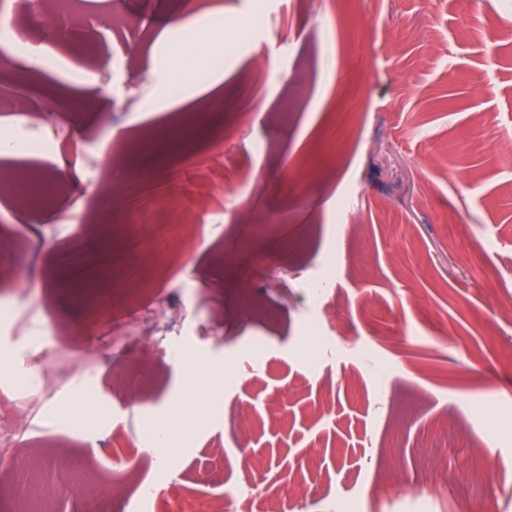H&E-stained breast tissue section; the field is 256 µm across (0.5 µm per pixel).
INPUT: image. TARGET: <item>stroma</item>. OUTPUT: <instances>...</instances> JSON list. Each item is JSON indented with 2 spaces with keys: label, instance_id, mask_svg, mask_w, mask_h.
Returning a JSON list of instances; mask_svg holds the SVG:
<instances>
[{
  "label": "stroma",
  "instance_id": "1",
  "mask_svg": "<svg viewBox=\"0 0 512 512\" xmlns=\"http://www.w3.org/2000/svg\"><path fill=\"white\" fill-rule=\"evenodd\" d=\"M1 27L0 130L47 150L0 153V512H512V0H0ZM18 192L30 202L28 209H41L51 202L54 185L40 172L27 171L18 177Z\"/></svg>",
  "mask_w": 512,
  "mask_h": 512
}]
</instances>
